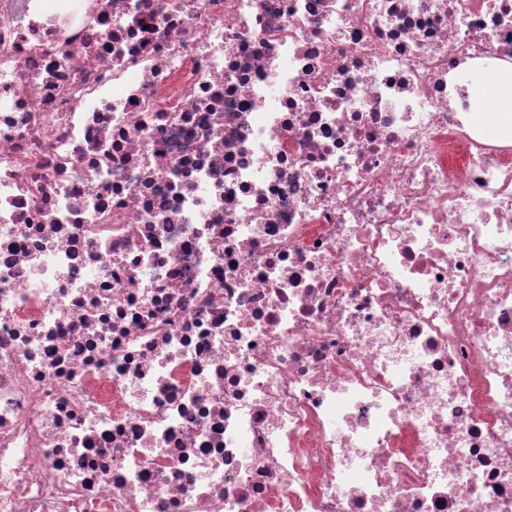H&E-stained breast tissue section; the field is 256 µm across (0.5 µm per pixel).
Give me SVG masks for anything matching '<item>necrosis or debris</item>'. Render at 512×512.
<instances>
[{"label":"necrosis or debris","instance_id":"4bbe7bcc","mask_svg":"<svg viewBox=\"0 0 512 512\" xmlns=\"http://www.w3.org/2000/svg\"><path fill=\"white\" fill-rule=\"evenodd\" d=\"M512 0H0V512H512ZM481 74V102L474 110V123L494 138L512 140V125H501L504 116H512V64L491 63Z\"/></svg>","mask_w":512,"mask_h":512}]
</instances>
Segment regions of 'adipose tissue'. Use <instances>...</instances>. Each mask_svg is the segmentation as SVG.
<instances>
[{
    "mask_svg": "<svg viewBox=\"0 0 512 512\" xmlns=\"http://www.w3.org/2000/svg\"><path fill=\"white\" fill-rule=\"evenodd\" d=\"M478 93L475 124L492 137L512 140V126L501 124L504 116H512V64L492 63L484 68Z\"/></svg>",
    "mask_w": 512,
    "mask_h": 512,
    "instance_id": "ef3b65f1",
    "label": "adipose tissue"
}]
</instances>
